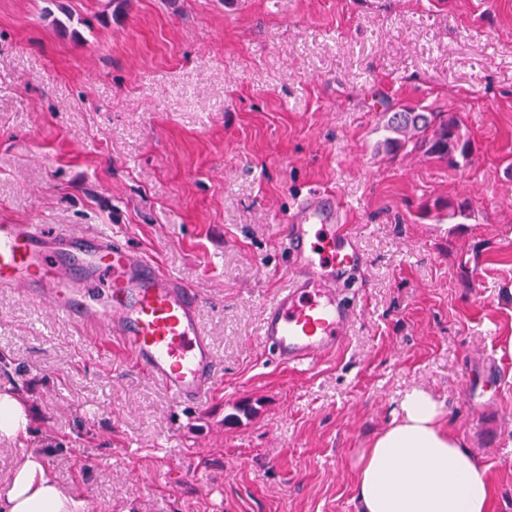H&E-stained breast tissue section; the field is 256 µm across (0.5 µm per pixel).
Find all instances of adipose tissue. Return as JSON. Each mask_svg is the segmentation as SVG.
I'll list each match as a JSON object with an SVG mask.
<instances>
[{
	"mask_svg": "<svg viewBox=\"0 0 512 512\" xmlns=\"http://www.w3.org/2000/svg\"><path fill=\"white\" fill-rule=\"evenodd\" d=\"M488 472L425 392L406 393L391 424L362 451L358 512H490ZM0 512H83V502L46 474L35 455L15 472Z\"/></svg>",
	"mask_w": 512,
	"mask_h": 512,
	"instance_id": "adipose-tissue-1",
	"label": "adipose tissue"
}]
</instances>
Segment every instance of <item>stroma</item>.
<instances>
[{"label": "stroma", "mask_w": 512, "mask_h": 512, "mask_svg": "<svg viewBox=\"0 0 512 512\" xmlns=\"http://www.w3.org/2000/svg\"><path fill=\"white\" fill-rule=\"evenodd\" d=\"M63 3L78 32L0 0V222L121 232L200 297L223 374L177 407L96 329L0 289V393L29 416L0 436V503L35 453L83 512H357L363 448L421 389L512 512V0ZM405 105L459 113L467 164L379 152ZM313 189L367 274L345 346L286 368L258 332L288 284L277 226Z\"/></svg>", "instance_id": "stroma-1"}]
</instances>
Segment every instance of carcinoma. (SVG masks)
Segmentation results:
<instances>
[{
  "instance_id": "1",
  "label": "carcinoma",
  "mask_w": 512,
  "mask_h": 512,
  "mask_svg": "<svg viewBox=\"0 0 512 512\" xmlns=\"http://www.w3.org/2000/svg\"><path fill=\"white\" fill-rule=\"evenodd\" d=\"M43 12L50 16L58 9L65 20L62 26L80 24L82 19L62 6L61 0H43ZM383 137L379 141L380 151L392 155L402 151H418L450 166L467 162L473 145L462 132V120L456 112H434L427 109L407 107L400 112L385 114L382 125Z\"/></svg>"
}]
</instances>
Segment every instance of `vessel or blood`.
<instances>
[{"label": "vessel or blood", "mask_w": 512, "mask_h": 512, "mask_svg": "<svg viewBox=\"0 0 512 512\" xmlns=\"http://www.w3.org/2000/svg\"><path fill=\"white\" fill-rule=\"evenodd\" d=\"M278 232L288 286L265 309L258 342L279 365L310 367L349 335L366 260L330 192L300 197ZM0 288L22 289L71 322L97 328L176 403H200L219 376L196 293L118 234L0 223Z\"/></svg>", "instance_id": "vessel-or-blood-1"}]
</instances>
